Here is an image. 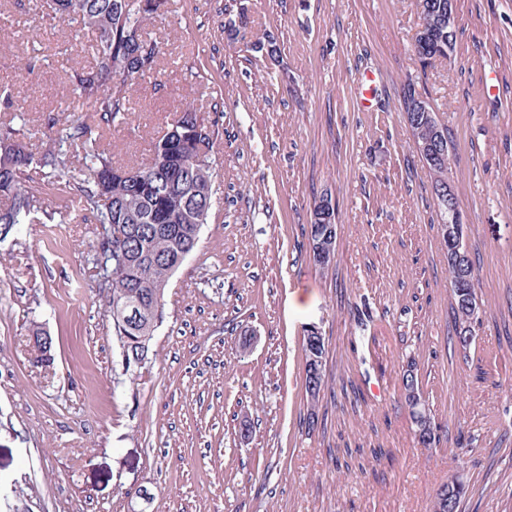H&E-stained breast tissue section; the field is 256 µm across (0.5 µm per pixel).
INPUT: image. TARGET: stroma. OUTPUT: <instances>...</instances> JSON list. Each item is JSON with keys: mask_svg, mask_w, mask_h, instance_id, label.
<instances>
[{"mask_svg": "<svg viewBox=\"0 0 512 512\" xmlns=\"http://www.w3.org/2000/svg\"><path fill=\"white\" fill-rule=\"evenodd\" d=\"M225 0H169L146 31L159 78L134 85L114 161L149 155L184 102L219 114L212 205L171 277L148 358L126 366L92 256L93 218L19 224L0 242V512H430L449 472L463 512H512V0H455L451 61L422 67L415 0H246L236 38ZM78 17L0 0V124L38 154L50 110L86 120L68 77L88 53ZM271 32L278 63L251 65ZM37 61L22 74L20 59ZM381 74L378 109L359 77ZM414 87L448 129V181L477 260L481 313L469 354L450 344L448 262L431 178L408 131ZM331 193L329 268L307 235ZM53 362H33L32 325ZM326 341L318 424L306 430L303 337ZM416 361L443 429L417 444L401 375ZM382 401L341 397L356 383ZM466 436L472 453L460 454ZM375 448L390 450L376 459Z\"/></svg>", "mask_w": 512, "mask_h": 512, "instance_id": "obj_1", "label": "stroma"}]
</instances>
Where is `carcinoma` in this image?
<instances>
[{"instance_id": "obj_1", "label": "carcinoma", "mask_w": 512, "mask_h": 512, "mask_svg": "<svg viewBox=\"0 0 512 512\" xmlns=\"http://www.w3.org/2000/svg\"><path fill=\"white\" fill-rule=\"evenodd\" d=\"M145 8L142 0H52L49 8L60 17L76 15L95 35V64L70 74L74 99L89 105L90 122L64 124L48 117L55 130L53 147L35 155L23 144L20 130L0 125V241L17 224L53 221L47 211L44 188L61 181L73 185L71 211L92 214L100 224L95 246V265L105 287L112 332L118 336L126 366L140 364L148 355L149 342L162 322L169 279L195 248L207 223L214 171L204 149L218 130L210 120L186 108L166 133L151 144L150 160L140 166L118 167L102 148L105 130L123 123L131 112L130 88L146 78L154 79L159 66V43L144 35L149 20L164 11L166 0ZM420 28L414 47L425 67L454 51V24L448 21V0H418ZM252 60L265 62L279 56L278 38L263 33L252 42ZM411 137L420 161L428 169L435 191H448V129L433 108L408 117ZM82 151L79 175L72 174L70 150ZM440 235L448 244L446 229L466 240L467 226L447 199H437ZM336 224H310L309 244L327 268L335 257ZM451 310L456 326V345L468 354L473 324L479 320L480 302L475 291L476 267L468 255L459 257L447 248ZM307 391L316 403L324 378V337L312 327L304 336ZM416 365L411 362L401 381V398L411 410L414 435L429 447L439 441V427L419 387ZM469 491L459 475L451 474L435 495L432 512H460Z\"/></svg>"}]
</instances>
